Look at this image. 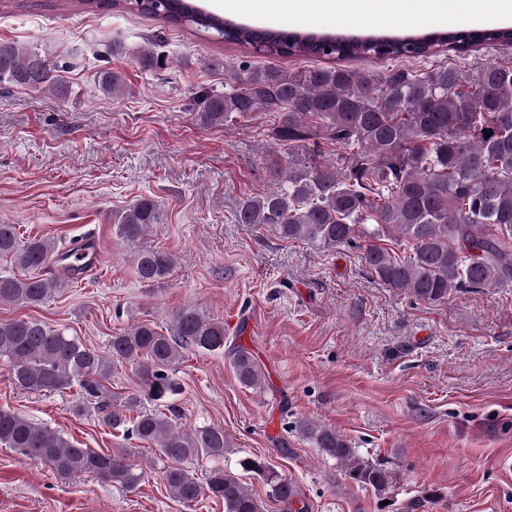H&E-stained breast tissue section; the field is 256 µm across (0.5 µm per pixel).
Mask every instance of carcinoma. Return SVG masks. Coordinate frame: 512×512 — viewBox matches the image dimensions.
<instances>
[{
    "mask_svg": "<svg viewBox=\"0 0 512 512\" xmlns=\"http://www.w3.org/2000/svg\"><path fill=\"white\" fill-rule=\"evenodd\" d=\"M137 11L158 20L214 32L247 53L288 57L418 59L441 51L466 53L478 46L512 44V29L467 26L403 38L344 37L313 32H261L224 22L193 0H134ZM0 83L57 93L65 87L49 76L38 49L0 44ZM236 86L200 97V119L224 125L253 112L277 109L271 138L304 147L323 142L344 150L342 167L308 159L273 166L272 188L244 198L239 224H270L289 241L322 249L354 245L370 276L425 303L448 298L452 289L512 286V66L455 65L429 71L388 69L364 76L344 66L300 72L245 67ZM103 89L124 90L122 76L100 74ZM157 201L143 197L116 216L117 234L137 242L158 223ZM0 257L27 271H0V302L39 306L69 285L81 259L47 237L24 238L16 224L0 223ZM176 259L160 249L135 253L139 279L167 276ZM224 322L186 305L166 331L135 324L111 336L104 356L79 337L37 318L0 320V358L9 363L17 389L52 394L76 385L82 408L103 425L159 449L160 474L169 492L187 506L208 498L224 512H261L252 492L224 466L199 476L184 467L198 457L219 458L228 446L224 428L177 424L175 398L182 386L172 370L185 351L222 352ZM135 367L138 391L113 396L112 369ZM239 382L262 389V364L243 347L231 352ZM296 429L339 463L346 477L376 492L389 490L396 472L360 457L336 430L299 421ZM0 445L48 464L62 479L90 475L132 489L149 479L127 450L81 448L59 431L0 408ZM241 466L268 488V496L291 504L294 483L262 457Z\"/></svg>",
    "mask_w": 512,
    "mask_h": 512,
    "instance_id": "1",
    "label": "carcinoma"
}]
</instances>
